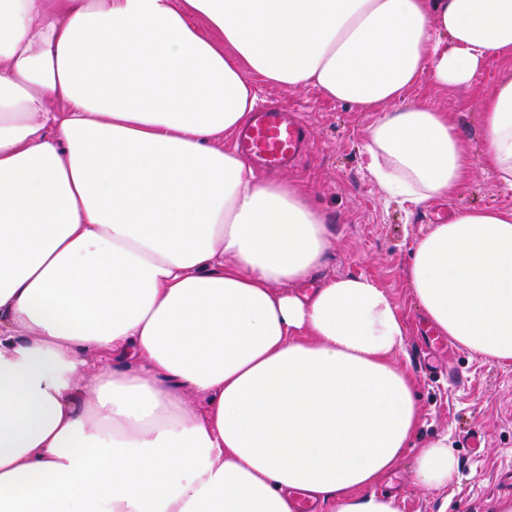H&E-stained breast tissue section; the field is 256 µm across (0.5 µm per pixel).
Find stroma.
<instances>
[{
  "label": "stroma",
  "instance_id": "stroma-1",
  "mask_svg": "<svg viewBox=\"0 0 512 512\" xmlns=\"http://www.w3.org/2000/svg\"><path fill=\"white\" fill-rule=\"evenodd\" d=\"M501 73V64L491 60L469 88L441 92L425 79L408 92L407 103L425 102L448 112L471 154V178L460 195L422 205L386 197L367 169L364 146L373 113L329 101L313 87H258L259 104L302 117L308 151L279 175L307 187L312 204L325 212L333 239L327 261L304 285V292L326 277L364 275L386 288L408 318L405 350L422 422L392 474L374 486L377 492L395 496L400 512H496L500 501L512 500V364L479 357L447 339L429 341L424 334L428 320L403 274L415 242L432 227L435 211L512 209V190L498 186L484 166L480 127L479 97ZM474 430L481 435L477 449L470 446ZM444 433L460 462L457 480L445 489L416 487L413 467L418 452Z\"/></svg>",
  "mask_w": 512,
  "mask_h": 512
}]
</instances>
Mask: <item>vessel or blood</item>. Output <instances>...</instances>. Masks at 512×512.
Here are the masks:
<instances>
[{"mask_svg":"<svg viewBox=\"0 0 512 512\" xmlns=\"http://www.w3.org/2000/svg\"><path fill=\"white\" fill-rule=\"evenodd\" d=\"M238 146L244 159L259 160L266 170L275 171L295 164L302 156L303 125L297 117L260 108L252 112Z\"/></svg>","mask_w":512,"mask_h":512,"instance_id":"b4317fda","label":"vessel or blood"}]
</instances>
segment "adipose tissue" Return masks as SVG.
<instances>
[{
  "label": "adipose tissue",
  "instance_id": "ef3b65f1",
  "mask_svg": "<svg viewBox=\"0 0 512 512\" xmlns=\"http://www.w3.org/2000/svg\"><path fill=\"white\" fill-rule=\"evenodd\" d=\"M491 59L512 188V0H0V512H399L374 486L421 419L407 319L365 276L300 294L327 218L231 139L252 77L313 86L375 113L388 197L448 200L467 140L404 98ZM405 275L439 335L512 362L511 210L459 209ZM458 471L442 435L414 483Z\"/></svg>",
  "mask_w": 512,
  "mask_h": 512
}]
</instances>
